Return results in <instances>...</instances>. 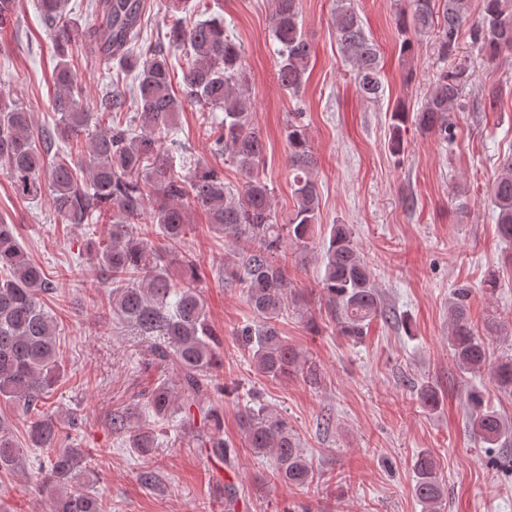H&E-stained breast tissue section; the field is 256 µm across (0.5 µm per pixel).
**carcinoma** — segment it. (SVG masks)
Wrapping results in <instances>:
<instances>
[{"label": "carcinoma", "instance_id": "carcinoma-1", "mask_svg": "<svg viewBox=\"0 0 512 512\" xmlns=\"http://www.w3.org/2000/svg\"><path fill=\"white\" fill-rule=\"evenodd\" d=\"M68 2L38 0L37 5L53 31L57 53L52 101L57 119L35 135L30 113L0 95V169L18 195H49L61 223L111 225L107 239L94 245L84 271L111 288L116 318L145 336L162 338L150 346L152 358L177 372L176 379L157 384L143 403L112 414V433L134 454L150 456L156 448V424L197 408L204 411L210 430L205 452L229 463L234 446L218 436L224 429L219 399L225 392L219 355L224 337L209 320L198 289L197 261L176 254L170 245L190 230L191 207L203 209L208 228L234 245L224 254V284L240 288L252 311L253 320L233 336L255 372L279 381L299 375L318 386L317 366L279 329L289 288L280 264L284 241L307 249L318 221L317 159L302 113H295L286 127L295 204L281 220L267 179L259 173L266 143L254 128L250 98L239 84L241 51L224 35V22L209 18L188 27L176 16L182 0H168L169 46L186 50L183 98L178 99L171 90L169 54L152 50L142 62L135 52L143 0H97L95 11L109 31L101 50L118 61L119 69L110 80L113 89L90 112L69 55L83 45L89 29L74 22ZM275 2L271 33L280 45L278 80L297 94L307 81L312 46L303 30L300 0ZM467 5L468 0H409V17L400 21L403 52L412 51L414 39L433 29L437 55L448 60L468 20ZM335 27L340 49L356 71L358 93L376 97L381 89L379 52L366 36L352 0H337ZM470 37L489 62L512 54V0H482ZM130 76L135 86L129 100L120 86ZM471 79L472 72L464 66L442 68L414 122L445 139L452 136L451 114L462 86ZM185 102L224 111V119L210 123V148L236 162L245 177L242 192H231L215 168L193 164L167 145ZM407 119L400 107L392 112L388 148L397 156L405 150L401 126ZM190 164L192 171L181 174ZM490 192L498 236L511 244L512 156L502 160ZM321 251V288L341 335L355 341L374 318L397 319L375 288L349 225H331ZM48 286L44 269L30 261L12 227L0 222V398L19 410L27 433L23 448L12 425L0 420V472L21 470L30 448L49 449L44 467L52 480L50 512H110L101 497L84 488L95 479L88 452L68 446L63 427L43 411L60 379L62 362L57 325L41 300ZM469 295L467 288L453 292L448 345L459 369L477 372L485 366L486 352L467 316ZM494 375L499 387L512 392V357L497 365ZM416 396L428 411L440 406V392L428 382L416 389ZM469 400L475 436L488 448L503 447L508 433L503 419L484 408L480 396L471 394ZM241 425L249 447L273 458V474L280 483L298 489L313 481L311 465L281 414L263 405L248 408ZM414 474L413 494L425 512H445L447 486L430 454H417Z\"/></svg>", "mask_w": 512, "mask_h": 512}]
</instances>
